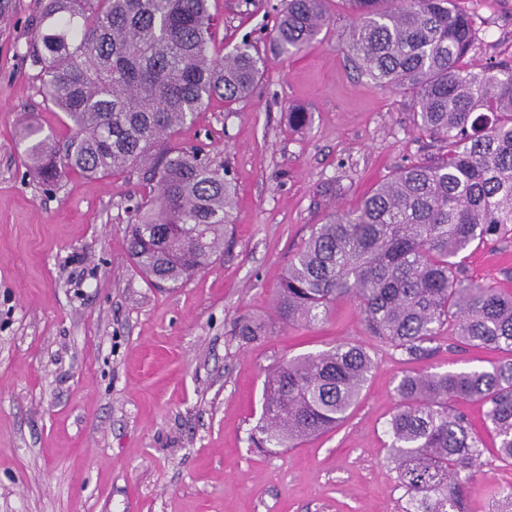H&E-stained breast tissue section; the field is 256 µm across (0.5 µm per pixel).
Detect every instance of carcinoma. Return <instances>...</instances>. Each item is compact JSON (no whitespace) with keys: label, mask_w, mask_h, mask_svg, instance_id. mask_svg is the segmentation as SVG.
I'll use <instances>...</instances> for the list:
<instances>
[{"label":"carcinoma","mask_w":512,"mask_h":512,"mask_svg":"<svg viewBox=\"0 0 512 512\" xmlns=\"http://www.w3.org/2000/svg\"><path fill=\"white\" fill-rule=\"evenodd\" d=\"M347 51L380 87H395L417 127L448 144L364 196L357 216L316 225L278 289L282 323H309L337 301L357 302L378 342L405 361L429 356L445 326L463 346L503 350L488 370L406 372L385 422L404 512H467L465 496L487 447L459 410L478 401L496 457L512 461V294L473 280L457 257L512 238V62L477 70L469 16L453 0H346ZM325 0H286L280 49L305 51L327 24ZM210 0H42L29 51L45 102L63 113L61 138L28 118L18 139L47 190L70 174L132 169L146 189L131 209L127 247L154 283L193 278L224 245L233 188L224 164L173 142L214 97H246L264 60L244 41L213 52ZM263 327L241 320L251 341ZM374 361L339 342L280 363L265 380L255 448H296L339 425ZM491 512H512V486Z\"/></svg>","instance_id":"obj_1"}]
</instances>
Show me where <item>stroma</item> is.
<instances>
[{
  "label": "stroma",
  "mask_w": 512,
  "mask_h": 512,
  "mask_svg": "<svg viewBox=\"0 0 512 512\" xmlns=\"http://www.w3.org/2000/svg\"><path fill=\"white\" fill-rule=\"evenodd\" d=\"M459 6L477 37L464 67L512 61V0ZM283 7L210 2L215 52L246 41L265 67L251 94L212 100L177 137L223 161L235 206L223 250L194 279L162 288L127 251L136 176L74 174L53 192L33 180L20 119L66 132L28 59L40 0H11L0 17V512H402L384 434L401 376L501 359L458 347L446 328L428 358L404 364L349 299L309 324L279 319L277 287L312 226L446 151L418 130L407 97L351 62L343 0H327V25L296 56L271 38ZM296 108L307 125L289 122ZM465 266L512 293V239L487 241ZM243 319L264 334L235 336ZM339 341L375 359L348 418L296 448L250 447L268 373ZM509 485L512 466L485 451L468 512H489L491 492Z\"/></svg>",
  "instance_id": "stroma-1"
}]
</instances>
